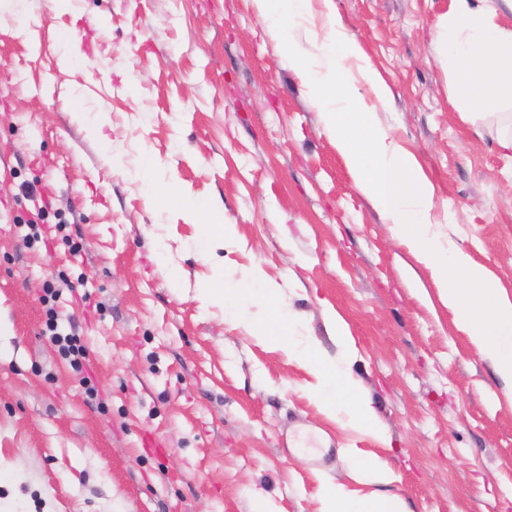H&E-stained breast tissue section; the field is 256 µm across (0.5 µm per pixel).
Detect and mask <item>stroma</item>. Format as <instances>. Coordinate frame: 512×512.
Listing matches in <instances>:
<instances>
[{
  "label": "stroma",
  "instance_id": "stroma-1",
  "mask_svg": "<svg viewBox=\"0 0 512 512\" xmlns=\"http://www.w3.org/2000/svg\"><path fill=\"white\" fill-rule=\"evenodd\" d=\"M450 4L331 0L392 91L377 116L434 185L439 232L512 299V154L452 103L435 51ZM66 34L84 54L65 65ZM146 153L223 210L233 242L147 200ZM26 183L63 226L45 246L25 241ZM215 279L276 285L380 434L324 411L314 365L252 334L261 296L234 315L202 303ZM51 309L81 361L47 333ZM371 459L391 482L368 480ZM328 485L406 512H512V388L356 188L254 0H34L0 17V512H323Z\"/></svg>",
  "mask_w": 512,
  "mask_h": 512
}]
</instances>
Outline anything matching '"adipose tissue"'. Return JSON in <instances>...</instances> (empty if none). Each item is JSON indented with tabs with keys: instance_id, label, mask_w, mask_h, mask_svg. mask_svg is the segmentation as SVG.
<instances>
[{
	"instance_id": "1",
	"label": "adipose tissue",
	"mask_w": 512,
	"mask_h": 512,
	"mask_svg": "<svg viewBox=\"0 0 512 512\" xmlns=\"http://www.w3.org/2000/svg\"><path fill=\"white\" fill-rule=\"evenodd\" d=\"M259 15L278 40L284 55L316 104L325 131L336 141L355 184L384 217L392 234L409 246L431 270L440 295L452 309L478 352L498 376L512 383V301L482 265L463 249L443 242L433 229L435 191L398 139L378 122L376 105L387 104L390 89L379 82L359 44L333 10L324 13V41L317 57H307L294 32L313 13V0H255ZM512 10V0H452L436 45L454 76L453 97L460 108L480 107L499 114L512 105V26L496 23L498 6ZM157 163L145 156L140 176L147 197H163L187 220L200 222L208 240L234 236L223 214L201 222L202 205L177 182H160ZM272 318L257 323L256 335L268 337L289 355L313 362L323 407L346 409L362 428L377 432L375 412L349 370L321 361L313 342L294 338L295 321L278 306L276 286L264 290ZM324 512H405L400 497L358 499L331 486L324 493Z\"/></svg>"
}]
</instances>
